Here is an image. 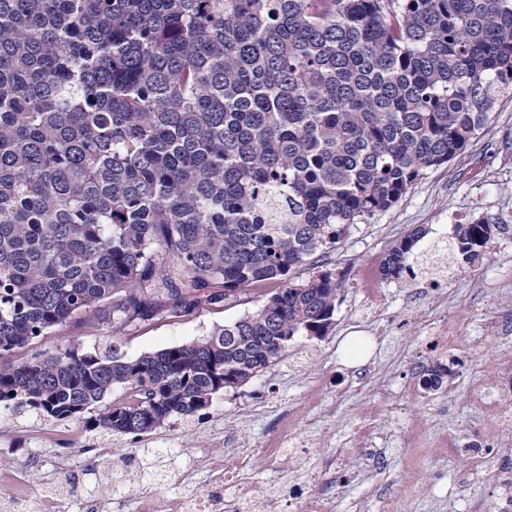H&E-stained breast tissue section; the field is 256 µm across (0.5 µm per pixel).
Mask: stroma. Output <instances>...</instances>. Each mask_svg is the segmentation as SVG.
<instances>
[{"mask_svg": "<svg viewBox=\"0 0 512 512\" xmlns=\"http://www.w3.org/2000/svg\"><path fill=\"white\" fill-rule=\"evenodd\" d=\"M485 219L501 230L471 264L448 257L439 284L426 275L382 278L391 245L413 229L423 246L448 241L456 225ZM340 279L335 321L327 336H299L287 355L246 385L214 396L204 416L173 419L140 437L87 430L84 420L19 416L0 407V471L28 470L29 494L42 486L55 448L68 446V470L88 485L85 468L105 448L113 467L146 448H171L188 462L197 448L241 455L261 486L278 493L276 512H301V496L335 458L333 512H512V443L483 435L475 387L488 388L512 410V90L464 153L428 170L389 210L355 225L303 277ZM277 288H244L237 302L201 305L177 319L137 322L122 335L76 319L16 353V360L71 344L85 352L115 342L128 359L188 343L257 309ZM454 322L460 337L437 353L425 347L427 321ZM453 368L450 388L421 392L422 365ZM378 403L380 435L361 440L362 409ZM287 433L291 454L276 471L264 450ZM362 445L363 455H348ZM493 457L496 474L481 468Z\"/></svg>", "mask_w": 512, "mask_h": 512, "instance_id": "stroma-1", "label": "stroma"}]
</instances>
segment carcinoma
I'll return each instance as SVG.
<instances>
[{
  "label": "carcinoma",
  "instance_id": "carcinoma-1",
  "mask_svg": "<svg viewBox=\"0 0 512 512\" xmlns=\"http://www.w3.org/2000/svg\"><path fill=\"white\" fill-rule=\"evenodd\" d=\"M512 88V0H0V404L139 437L323 338L341 285L298 280L461 155ZM500 225L457 224L476 262ZM424 232L382 275L416 277ZM189 343L9 357L74 316L112 334L253 284ZM96 493L109 487L88 468Z\"/></svg>",
  "mask_w": 512,
  "mask_h": 512
}]
</instances>
